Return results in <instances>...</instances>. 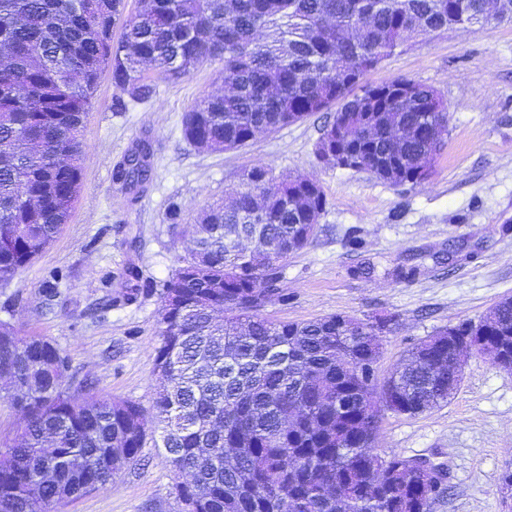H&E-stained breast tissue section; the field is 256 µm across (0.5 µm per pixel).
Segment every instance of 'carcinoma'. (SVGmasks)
<instances>
[{
	"mask_svg": "<svg viewBox=\"0 0 512 512\" xmlns=\"http://www.w3.org/2000/svg\"><path fill=\"white\" fill-rule=\"evenodd\" d=\"M0 0V282L53 243L81 192V130L101 74L142 99L145 74L178 81L215 66L229 90L199 97L186 140L211 152L243 148L259 133L335 106L349 115L346 148L377 178L401 185L448 134L447 107L415 84L360 88L363 74L409 39L469 24L512 22V0ZM124 19L112 39L109 22ZM336 144L327 125L315 151ZM123 165L116 179L143 182ZM228 206L183 225L192 247L160 294L161 330L151 410L65 387L70 365L52 341L20 335L0 318V393L23 426L0 445V512H51L104 488L164 449L189 512H429L430 475L397 454L357 466L379 431V408L415 416L448 402V330L407 352L378 381L381 344L371 323L342 314L304 322L259 315L288 302L284 254L316 237L327 205L318 183L278 178L269 166ZM488 326L512 346V298Z\"/></svg>",
	"mask_w": 512,
	"mask_h": 512,
	"instance_id": "cac0c4a2",
	"label": "carcinoma"
}]
</instances>
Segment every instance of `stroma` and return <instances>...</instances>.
Here are the masks:
<instances>
[{
	"instance_id": "35a3bbf8",
	"label": "stroma",
	"mask_w": 512,
	"mask_h": 512,
	"mask_svg": "<svg viewBox=\"0 0 512 512\" xmlns=\"http://www.w3.org/2000/svg\"><path fill=\"white\" fill-rule=\"evenodd\" d=\"M406 78L434 88L448 107V136L429 176L392 185L365 171L320 163L315 145L329 112H319L242 149L204 152L183 134V117L223 83L215 68L178 81L152 78L133 99L103 72L81 132L82 191L55 242L10 283L0 307L22 334L52 340L68 356V382L91 377L94 391L150 406L159 344L163 283L186 255L189 238L170 224L171 203L184 223L225 204L244 171L260 165L303 176L324 190L319 231L283 263L287 303L262 309L272 321L330 314L389 319L379 377L427 336L479 322L512 298V24L451 27L399 47L363 84ZM148 144V182L127 187L115 171ZM371 275H362V268ZM416 268L415 277L403 272ZM139 274L127 296V273ZM53 307H45L47 289ZM372 454L423 457L444 469L430 512H512L504 477L512 473V372L487 357L464 358L463 379L448 403L417 415L382 412ZM177 476L161 449L104 489L57 504L54 512H180Z\"/></svg>"
}]
</instances>
